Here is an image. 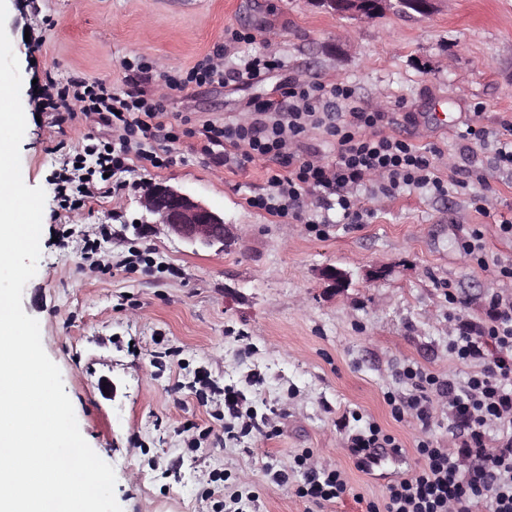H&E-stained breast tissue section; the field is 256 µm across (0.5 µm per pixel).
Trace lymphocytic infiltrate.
Instances as JSON below:
<instances>
[{"label": "lymphocytic infiltrate", "mask_w": 512, "mask_h": 512, "mask_svg": "<svg viewBox=\"0 0 512 512\" xmlns=\"http://www.w3.org/2000/svg\"><path fill=\"white\" fill-rule=\"evenodd\" d=\"M271 66L269 60L247 58L229 73L209 54L186 73L168 74L164 80L179 89L221 85L233 75L258 78ZM283 96L280 103L249 101L248 122L205 126L200 152L210 162L240 169L262 157L278 165L264 193L250 198L251 207L316 227L329 223L332 209L347 223H362L366 211L357 197L361 190L389 198L411 190L447 196L448 185L432 156L404 139L383 134V127L393 122L391 113L357 105L350 85L292 79ZM66 101L79 105L85 117L115 128L119 137L114 145L87 138L75 166L62 177L63 192L94 195V175L125 173L136 161L165 166L154 144L173 139L174 134L161 102L141 92L117 91L102 80L49 81L44 106L52 109ZM311 128L332 137L333 160H314L303 145ZM307 195L316 201L309 210L302 207ZM490 305V322L460 324L457 336L448 341L449 352L470 368L466 381L444 379L409 365L402 376L411 392L388 399L395 418L413 417L424 429L432 423L434 397L447 399L451 429L464 438L463 456L448 453L433 440L419 441L422 466L410 477L387 483L382 500L369 502L366 512H512V297L494 295ZM296 463L303 470V482L296 489L299 497L321 505L346 493L342 472L312 467L303 456Z\"/></svg>", "instance_id": "1"}]
</instances>
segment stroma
Listing matches in <instances>:
<instances>
[{"mask_svg":"<svg viewBox=\"0 0 512 512\" xmlns=\"http://www.w3.org/2000/svg\"><path fill=\"white\" fill-rule=\"evenodd\" d=\"M6 31L19 61L26 130L20 144L26 185L46 194L41 255L22 306L39 322L43 348L59 367L79 430L116 475L122 512H218L234 491L257 496L256 512H366L385 479L358 468L349 436L378 424L422 460L420 440L456 450L448 411L435 398L430 429L395 419L388 395L410 390L404 366L464 379L448 351L458 323L489 319L492 295L512 296L496 266L512 263V171L494 164V134L512 124V0H443L428 18L390 13L356 24L307 0H6ZM254 34L228 43L229 30ZM223 48L225 68L263 55L274 66L256 80L167 88ZM142 57L150 74L125 68ZM103 80L162 101L175 140L158 141L170 162L122 174L121 189L61 203L56 174L85 137L111 129L82 115L56 124L38 109L47 78ZM352 86L358 105L396 113L386 134L434 151L448 194L407 191L364 196L361 224L325 234L252 208L275 164L254 159L231 171L199 152L207 122L245 117L253 99L280 101L289 78ZM490 139L461 138L467 125ZM478 170L484 182L467 181ZM155 183L179 187L224 217L229 248H195L156 229L132 228L140 198ZM483 234L491 265L479 267L460 243ZM101 239L111 265L91 270L82 247ZM349 276L332 294L324 267ZM385 269L383 278L373 270ZM233 385L269 433L224 440L218 388ZM343 472L348 489L321 506L298 497L295 459ZM287 469V485L264 472Z\"/></svg>","mask_w":512,"mask_h":512,"instance_id":"stroma-1","label":"stroma"}]
</instances>
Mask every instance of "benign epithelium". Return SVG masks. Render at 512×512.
Segmentation results:
<instances>
[{"label": "benign epithelium", "mask_w": 512, "mask_h": 512, "mask_svg": "<svg viewBox=\"0 0 512 512\" xmlns=\"http://www.w3.org/2000/svg\"><path fill=\"white\" fill-rule=\"evenodd\" d=\"M441 0H310L326 12L362 22L388 13L400 11L410 16L427 17L437 11ZM140 204L152 220L136 226L141 233H152L159 225L182 241L200 247L224 243L229 236L224 218L190 194L170 185H157L142 196ZM331 289L341 292L346 288L347 275L335 267L322 272Z\"/></svg>", "instance_id": "7a95c632"}]
</instances>
